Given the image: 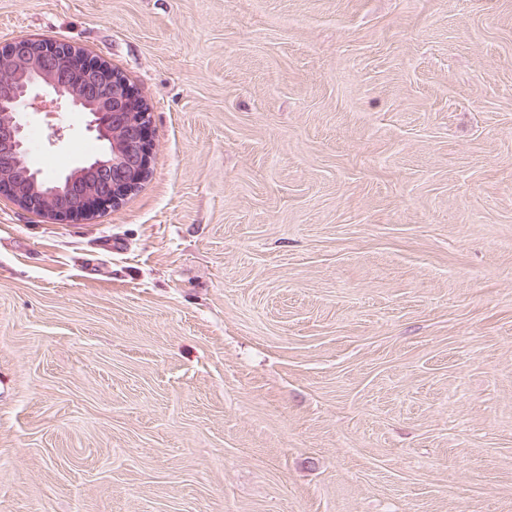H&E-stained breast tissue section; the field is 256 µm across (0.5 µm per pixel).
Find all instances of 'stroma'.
<instances>
[{"instance_id":"35a3bbf8","label":"stroma","mask_w":512,"mask_h":512,"mask_svg":"<svg viewBox=\"0 0 512 512\" xmlns=\"http://www.w3.org/2000/svg\"><path fill=\"white\" fill-rule=\"evenodd\" d=\"M145 96L152 173L0 198V512H512V0H0ZM53 177L94 139L31 113Z\"/></svg>"}]
</instances>
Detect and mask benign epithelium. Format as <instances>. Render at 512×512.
<instances>
[{
    "instance_id": "7a95c632",
    "label": "benign epithelium",
    "mask_w": 512,
    "mask_h": 512,
    "mask_svg": "<svg viewBox=\"0 0 512 512\" xmlns=\"http://www.w3.org/2000/svg\"><path fill=\"white\" fill-rule=\"evenodd\" d=\"M5 61L16 64L19 78L0 84V116L13 117L0 124V164L22 169L33 187L45 189L48 184L27 164L25 125L15 117L67 107L86 115V130L99 141L109 138L108 129L118 124L128 125L129 135L112 141L108 160L94 165L105 182L102 192L86 194L75 188L52 207L41 194L21 197L13 184L4 181L0 196L24 211L67 224H83L119 208L135 190L128 171L147 172L153 157L150 111L134 110L136 102L144 100L140 91L107 58L68 42L38 44L27 37L15 38L0 44V64Z\"/></svg>"
}]
</instances>
